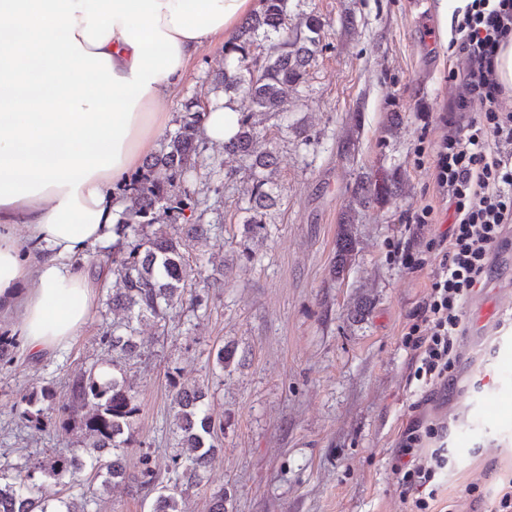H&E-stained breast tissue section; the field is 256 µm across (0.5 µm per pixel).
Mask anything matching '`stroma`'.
I'll return each mask as SVG.
<instances>
[{
  "label": "stroma",
  "instance_id": "obj_1",
  "mask_svg": "<svg viewBox=\"0 0 512 512\" xmlns=\"http://www.w3.org/2000/svg\"><path fill=\"white\" fill-rule=\"evenodd\" d=\"M439 0H290L292 17L326 21L323 50L305 84L289 91L288 110L261 127L278 146V206L259 237H246L241 207L247 179L223 147L201 143L212 181L188 174L194 214L213 230L190 248L204 262L189 294L199 307L170 309L146 320L139 358L123 362L140 412L134 427L142 448L125 451L128 473L149 452L169 484L179 452L171 411L174 383L209 386L210 412L221 422L220 450L185 512H209L223 494L225 512H408L394 474L395 446L416 395L407 382L400 344L427 278L387 260L388 243L413 249L440 225L406 226L407 215L435 203L432 167H415L420 140H434L439 113L460 92L449 71L461 68L438 36ZM224 47H204L181 86L164 104L181 114L189 99L214 97ZM237 176L225 179L224 171ZM389 183L359 205L361 186ZM351 232L355 248L343 274L333 272L338 245ZM224 261L222 289L206 287ZM108 289L95 290V309L65 347L34 357L17 345L0 365V463L18 467L79 452V431L18 423L20 395L46 386L55 406L69 401L71 379L112 365L104 336L114 315ZM502 301V300H501ZM493 338L462 343L454 381L463 409L448 419L456 465L442 495L469 503L470 491H495L512 479V299L502 301ZM234 349L228 367L218 348ZM487 370L483 392L471 377ZM64 499L85 512H151L153 499L100 481H67Z\"/></svg>",
  "mask_w": 512,
  "mask_h": 512
}]
</instances>
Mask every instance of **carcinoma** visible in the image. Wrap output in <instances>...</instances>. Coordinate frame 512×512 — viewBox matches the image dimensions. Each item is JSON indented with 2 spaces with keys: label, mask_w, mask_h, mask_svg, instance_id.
<instances>
[{
  "label": "carcinoma",
  "mask_w": 512,
  "mask_h": 512,
  "mask_svg": "<svg viewBox=\"0 0 512 512\" xmlns=\"http://www.w3.org/2000/svg\"><path fill=\"white\" fill-rule=\"evenodd\" d=\"M325 26L321 17L310 15L290 27L288 0H262V10L246 20L227 49L238 54L236 66L224 68L213 79L216 88L240 96L239 130L224 142V152L239 157L249 171L251 185L243 210L244 231L252 237L265 229L266 212L279 202L272 181L276 147L260 141L256 117L279 115L288 90L306 81ZM207 107L208 102L200 99L183 105L178 127L145 160L141 179L124 191L129 205L115 226L117 243L101 249V266L115 276L109 295L112 311L126 317L105 337L121 359L133 357L140 348L133 321L160 320L168 309L184 302L192 272L186 250L212 231V225L197 222L181 225L176 234L151 230L164 223L171 210H184L191 199L185 176L196 170ZM161 170L162 178L157 176ZM69 393L70 403L55 409V421L80 425L82 453L49 463L36 461L16 471L8 482L0 475V512H84L51 491L48 480L73 477L87 468L102 479L104 487L125 479L124 449L142 447L133 427L139 407L127 382L115 376L107 379L92 367L73 377ZM206 398V387L200 383L181 386L174 393L175 425L183 452L172 459L171 485H158L150 453L140 456L132 483L137 492L156 494L152 512H183L186 491L200 483L216 453L217 425L208 413ZM52 403L50 388L26 390L20 397V423L42 430Z\"/></svg>",
  "instance_id": "1"
}]
</instances>
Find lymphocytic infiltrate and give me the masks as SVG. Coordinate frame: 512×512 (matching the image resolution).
Listing matches in <instances>:
<instances>
[{
	"instance_id": "f902f5d3",
	"label": "lymphocytic infiltrate",
	"mask_w": 512,
	"mask_h": 512,
	"mask_svg": "<svg viewBox=\"0 0 512 512\" xmlns=\"http://www.w3.org/2000/svg\"><path fill=\"white\" fill-rule=\"evenodd\" d=\"M449 42L465 62L462 92L438 117L440 134L416 150L431 160L439 206L414 212L410 223H433L442 210L448 228L425 250L393 248L388 255L413 272H426L429 288L409 315L401 344L410 353L409 380L432 392L447 386L460 357L463 308L484 288L492 251L512 227V105L496 74L501 45L512 38V0H470L455 17ZM479 113H471L472 103ZM416 416L401 433L394 468L399 494L411 512H462L459 501L441 497V481L453 464L448 425Z\"/></svg>"
}]
</instances>
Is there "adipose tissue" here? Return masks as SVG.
Instances as JSON below:
<instances>
[{
  "label": "adipose tissue",
  "mask_w": 512,
  "mask_h": 512,
  "mask_svg": "<svg viewBox=\"0 0 512 512\" xmlns=\"http://www.w3.org/2000/svg\"><path fill=\"white\" fill-rule=\"evenodd\" d=\"M253 0H0V321L26 348L68 343L87 323L88 249L115 243V187L154 152L160 105L204 46L231 41ZM236 104L202 124L223 145ZM26 225L20 242L15 225Z\"/></svg>",
  "instance_id": "adipose-tissue-1"
}]
</instances>
